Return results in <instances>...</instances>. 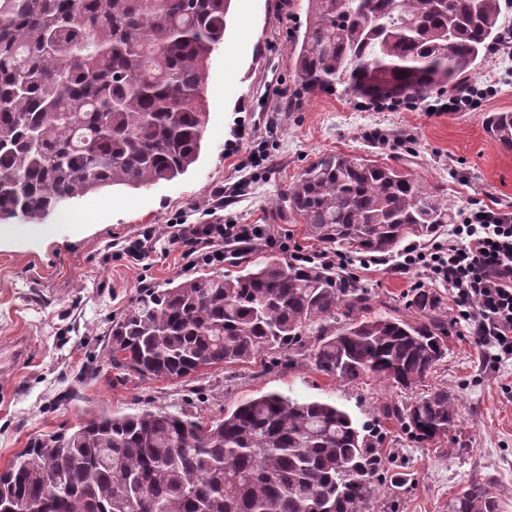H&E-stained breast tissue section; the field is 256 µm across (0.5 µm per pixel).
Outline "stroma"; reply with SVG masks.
I'll use <instances>...</instances> for the list:
<instances>
[{
  "label": "stroma",
  "instance_id": "1",
  "mask_svg": "<svg viewBox=\"0 0 512 512\" xmlns=\"http://www.w3.org/2000/svg\"><path fill=\"white\" fill-rule=\"evenodd\" d=\"M306 8L307 0H232L206 86L205 147L192 171L168 184L83 197L40 224H0V356L24 349L0 373V469L30 439L101 408H160L208 421L267 392L294 393L339 403L369 426L392 479L393 512H448L450 499L477 482L497 496L500 512H512V360L485 365L459 322L443 361L408 390L341 384L284 355L271 368L258 360L173 382L87 373L105 355L112 320L137 303L143 287L210 272L207 264L187 265L169 246L178 222L265 225L266 256L282 257V241L320 251L301 219L278 202L323 154L357 153L406 168L454 213L512 205V150L485 129L489 113L512 112V50L474 72V81L494 89L476 109L445 111L448 94L439 89L412 106L368 109L339 94L302 93L290 48L305 30ZM148 232L158 249L143 264L121 257L129 241ZM347 261L382 313L427 282L423 274L395 271L392 254L366 270L357 255ZM436 387L456 397L460 422L439 444L424 446L382 407Z\"/></svg>",
  "mask_w": 512,
  "mask_h": 512
}]
</instances>
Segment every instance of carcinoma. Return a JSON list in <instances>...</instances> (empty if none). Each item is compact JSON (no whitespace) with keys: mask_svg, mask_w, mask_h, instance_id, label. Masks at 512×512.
Segmentation results:
<instances>
[{"mask_svg":"<svg viewBox=\"0 0 512 512\" xmlns=\"http://www.w3.org/2000/svg\"><path fill=\"white\" fill-rule=\"evenodd\" d=\"M231 0H0V223L32 224L108 188L170 183L198 163L205 86ZM291 45L307 94L370 106L457 90L502 40L501 0H307ZM486 125L512 149V112ZM305 234L386 254L452 223L448 203L412 174L361 155L312 162L282 198ZM148 288L112 322L106 359L140 379L182 380L288 351L336 381L410 388L444 357L448 308L416 288L406 311L379 313L352 280L274 256ZM383 415L416 443L458 427L436 388ZM366 427L342 407L267 393L203 422L163 409L101 410L32 439L0 470V510L46 512H383ZM448 512H499L475 483Z\"/></svg>","mask_w":512,"mask_h":512,"instance_id":"cac0c4a2","label":"carcinoma"}]
</instances>
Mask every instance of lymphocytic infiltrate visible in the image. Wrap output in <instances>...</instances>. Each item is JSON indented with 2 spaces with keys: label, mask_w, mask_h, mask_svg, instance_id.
Wrapping results in <instances>:
<instances>
[{
  "label": "lymphocytic infiltrate",
  "mask_w": 512,
  "mask_h": 512,
  "mask_svg": "<svg viewBox=\"0 0 512 512\" xmlns=\"http://www.w3.org/2000/svg\"><path fill=\"white\" fill-rule=\"evenodd\" d=\"M264 235L259 224H185L170 237L183 257L224 263L223 242H250ZM448 286L455 318L476 344L490 347L491 364L512 359V209L464 208L447 242L407 245L396 263Z\"/></svg>",
  "instance_id": "1"
}]
</instances>
